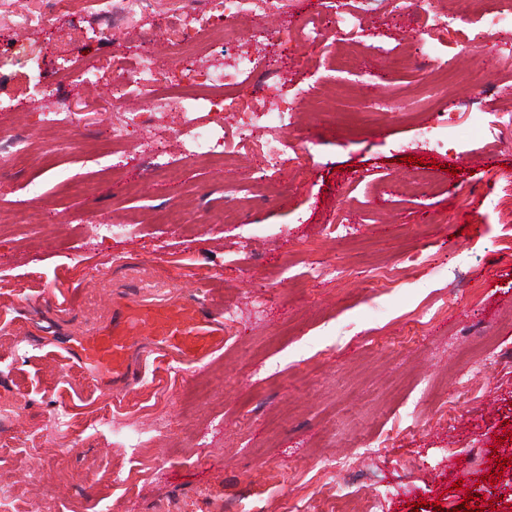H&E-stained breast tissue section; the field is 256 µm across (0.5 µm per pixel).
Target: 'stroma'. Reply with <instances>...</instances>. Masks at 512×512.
Wrapping results in <instances>:
<instances>
[{"instance_id": "35a3bbf8", "label": "stroma", "mask_w": 512, "mask_h": 512, "mask_svg": "<svg viewBox=\"0 0 512 512\" xmlns=\"http://www.w3.org/2000/svg\"><path fill=\"white\" fill-rule=\"evenodd\" d=\"M354 2L361 34L326 30L309 67L307 42L280 49L276 15L243 21L242 48L278 55L299 101L293 136L307 149L263 173L245 210L252 164L178 160L177 113L135 136L163 139L175 180L156 174L151 154L105 156L117 111L36 132L44 103L31 85L53 75L73 22L93 38L75 54L132 57L182 21L181 0L112 28L88 12L19 35L0 21V43L41 62L0 67V132L30 145L25 162L0 170V405L19 409L0 424V480L16 483L21 512H356L376 496L380 512L418 502L422 512H512V367L481 354L470 373L459 359L488 333L512 354V223H498L485 199L494 178L512 175V139L463 125L435 152L415 140L427 94L457 115L512 114V30L443 54L440 69L414 51L410 17L387 0L339 5ZM378 45L414 52L406 78L366 80ZM418 160L432 182L420 192L408 185ZM74 179L95 191L74 194ZM171 208L184 223H166ZM343 218L354 233L338 238L330 226ZM105 224L126 231L111 237ZM410 256L421 262L407 277L377 278ZM314 258L342 277H306ZM81 278L88 287L72 289ZM145 284L173 296L200 289L237 321L197 368L147 361L142 382L117 397L64 347ZM49 291L66 302L43 311L51 335L24 310ZM445 399L448 417L436 413ZM58 411L77 430L60 432ZM367 449L358 470L322 469Z\"/></svg>"}]
</instances>
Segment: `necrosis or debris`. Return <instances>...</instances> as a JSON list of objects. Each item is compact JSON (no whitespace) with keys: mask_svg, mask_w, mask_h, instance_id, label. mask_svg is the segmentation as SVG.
Returning a JSON list of instances; mask_svg holds the SVG:
<instances>
[{"mask_svg":"<svg viewBox=\"0 0 512 512\" xmlns=\"http://www.w3.org/2000/svg\"><path fill=\"white\" fill-rule=\"evenodd\" d=\"M456 2L457 11L448 13L416 11L410 0H394L397 11H413L419 32L427 36L432 48L462 51L474 47L479 35L465 25L471 0ZM205 3L207 18L226 22L219 31L209 33L211 50L197 52L184 29L176 27L168 34L172 52L187 55L190 61L184 75L185 93L164 91L157 56L148 43L139 47L138 62L132 69L118 55L82 60L64 54L58 60L55 77L41 85L40 94L51 105L39 117L40 130L50 131L72 120L71 113L57 104L61 84L93 86L107 75L111 78L113 100L136 98L142 102L140 108L123 111L119 123L113 126V146H128L130 136L146 125L155 112L169 109L184 115L179 135V155L183 161L247 152L253 162L268 172L299 162L298 152L286 150L294 109L285 91L287 80L274 59L262 50L241 49L232 54L224 50L225 42L242 36L235 26L236 20L270 12L273 0H205ZM247 80L253 83L251 94H237V87ZM217 111L237 115L236 144H228L223 129L205 121V114Z\"/></svg>","mask_w":512,"mask_h":512,"instance_id":"necrosis-or-debris-1","label":"necrosis or debris"}]
</instances>
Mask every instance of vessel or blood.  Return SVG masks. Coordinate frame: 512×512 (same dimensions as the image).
I'll return each instance as SVG.
<instances>
[{
  "label": "vessel or blood",
  "instance_id": "vessel-or-blood-1",
  "mask_svg": "<svg viewBox=\"0 0 512 512\" xmlns=\"http://www.w3.org/2000/svg\"><path fill=\"white\" fill-rule=\"evenodd\" d=\"M225 342L224 315L191 295L169 304H123L102 330L68 347L69 359L111 374L115 389L128 390L143 379L131 360L134 346L144 355L194 365Z\"/></svg>",
  "mask_w": 512,
  "mask_h": 512
}]
</instances>
